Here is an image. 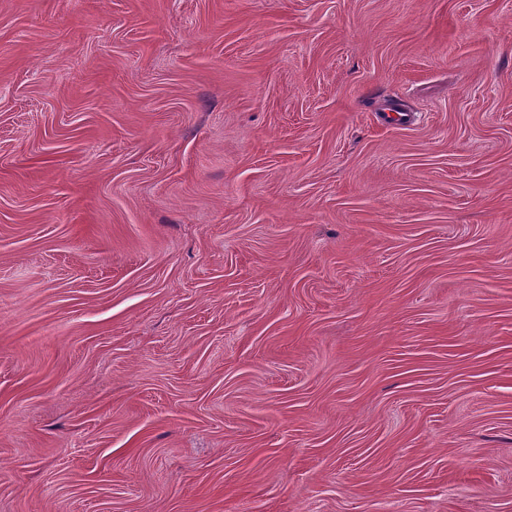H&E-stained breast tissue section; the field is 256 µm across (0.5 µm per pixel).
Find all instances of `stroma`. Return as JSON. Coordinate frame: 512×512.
Segmentation results:
<instances>
[{"label": "stroma", "mask_w": 512, "mask_h": 512, "mask_svg": "<svg viewBox=\"0 0 512 512\" xmlns=\"http://www.w3.org/2000/svg\"><path fill=\"white\" fill-rule=\"evenodd\" d=\"M0 512H512V0H0Z\"/></svg>", "instance_id": "stroma-1"}]
</instances>
